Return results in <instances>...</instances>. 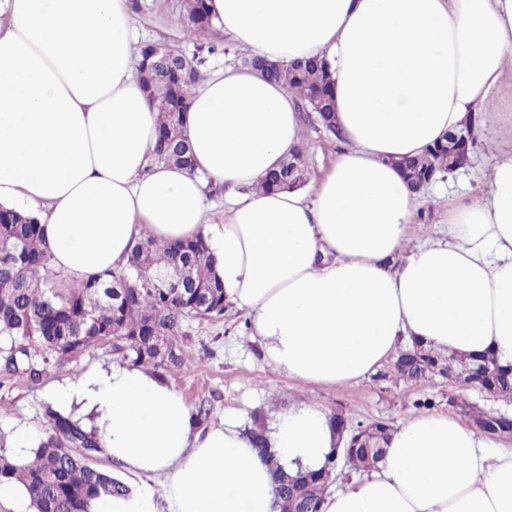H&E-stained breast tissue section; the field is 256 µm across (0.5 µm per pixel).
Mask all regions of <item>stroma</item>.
<instances>
[{"label":"stroma","mask_w":512,"mask_h":512,"mask_svg":"<svg viewBox=\"0 0 512 512\" xmlns=\"http://www.w3.org/2000/svg\"><path fill=\"white\" fill-rule=\"evenodd\" d=\"M184 0H137L133 16L134 44L151 43L174 49L188 58H201L204 75L226 67H242L246 49L225 41L221 53L205 55L206 33L189 34L183 24ZM302 143L312 174L332 165L342 144L318 121L316 113L302 114ZM494 151L493 141L477 142L466 164L454 172L437 175L415 200L421 219L412 226L414 241L440 236L445 230L449 201L477 194L485 183L487 166ZM246 311L229 308L223 321L192 317L182 324L180 345L192 357L165 374L166 380L185 397L191 410H204V425L232 419L250 425L254 413L273 419L293 402L306 401L333 413L342 412L355 421H382L398 426L415 416L413 403L429 396L439 413L468 421L467 405L512 414V403L488 397L476 390L448 384L438 378L404 384L393 378L368 375L363 380L339 384H305L269 364L251 335ZM28 356L18 357L17 368L6 360L12 352L10 339L0 337V451L15 453L14 437L24 426L39 432L48 429L46 409L54 405L55 387L75 380L84 372L123 365L111 342H102L83 352L62 356L29 344ZM35 368L36 377L19 376V369ZM457 396L458 405L448 403Z\"/></svg>","instance_id":"1"}]
</instances>
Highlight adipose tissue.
<instances>
[{
    "mask_svg": "<svg viewBox=\"0 0 512 512\" xmlns=\"http://www.w3.org/2000/svg\"><path fill=\"white\" fill-rule=\"evenodd\" d=\"M217 27L269 61L325 59L344 148L312 192L256 191L301 144L297 96L232 67L187 112L193 170L156 160L157 112L133 75L130 0H0V205L32 213L56 270L82 282L126 266L134 240L204 237L224 299L270 364L305 384L365 378L419 341L512 364V144L487 190L448 207V237L411 244L397 160L486 113L512 131V0H208ZM227 188L222 223L204 190ZM83 404L136 482L94 512H274L273 476L232 420L200 428L152 371L115 367L56 391ZM272 447L320 466L330 416L297 402ZM163 481L156 495L151 479ZM322 512H512V448L422 413L392 429L378 469Z\"/></svg>",
    "mask_w": 512,
    "mask_h": 512,
    "instance_id": "ef3b65f1",
    "label": "adipose tissue"
}]
</instances>
